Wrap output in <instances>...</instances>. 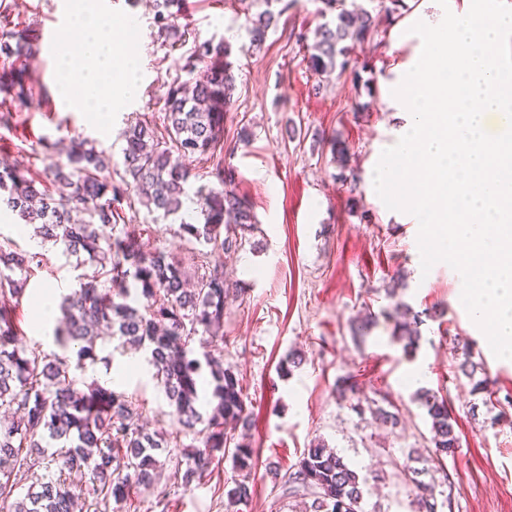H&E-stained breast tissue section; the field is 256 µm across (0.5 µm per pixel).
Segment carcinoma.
<instances>
[{
	"label": "carcinoma",
	"instance_id": "carcinoma-1",
	"mask_svg": "<svg viewBox=\"0 0 512 512\" xmlns=\"http://www.w3.org/2000/svg\"><path fill=\"white\" fill-rule=\"evenodd\" d=\"M263 7L246 35L261 46L269 30L297 0H250ZM324 19L307 45L309 69L317 77L316 90L336 73L367 68L358 61L357 45L367 41L374 17L366 9L348 8L346 0H319ZM154 22L163 42L183 46L195 37L187 0H155ZM40 36L34 29L17 30L10 13L0 6V53L11 59L0 69V107L24 103L35 79L28 61ZM229 41L209 39L180 57V71L167 88L160 119L138 117L124 131L123 174L112 178V159L86 138L74 137L67 163L51 169L56 190L13 168L0 171V207L36 226L45 242L60 244L71 256L85 254L100 266L98 277L82 282L60 304L62 318L55 342L62 353L27 354L19 346L20 326L12 301L29 284L36 255L0 244V505L8 512H74L78 501L91 496L104 503L125 502L133 489L151 485L161 467L159 457L169 442L135 425L139 405L124 392L96 382L79 385L71 376V355L77 366L98 359V341L117 337L146 354L153 376L162 387L178 424L177 434L199 442L186 454L184 484L202 479L213 461L234 445L232 462L241 478L227 491L228 504L252 498L254 448L247 436L253 426L250 401L232 367L216 352L224 342V295L238 287L224 278L220 266H210L203 254L194 285H189L182 261L166 249H143L127 225L117 219L140 204L150 213L169 217L184 204L194 206L199 219H181L179 234L225 252L242 246L239 232L256 224L252 206L235 191V171L224 167V113L234 106L236 77ZM212 164L211 185L192 187L188 160ZM112 226L106 238L99 227ZM394 342L411 354L421 339V315L408 304H395ZM207 345L202 357L189 347L194 337ZM211 377V414L199 411L201 375ZM356 386L347 376L336 381L340 400L358 417L370 411L375 422L391 429L399 412L384 407L366 409L350 402ZM431 420L428 461L442 468L444 459L459 447L448 400L432 390L417 393ZM203 425L197 429V425ZM242 429L240 440L234 431ZM67 447L47 454L48 441ZM36 468L56 470L54 480L31 484L19 498L16 490ZM77 474L75 484L65 474ZM417 512H438L433 483L413 481ZM293 496H310V512H363V480L331 448L317 443L308 448L295 471L284 481Z\"/></svg>",
	"mask_w": 512,
	"mask_h": 512
}]
</instances>
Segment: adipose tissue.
Returning <instances> with one entry per match:
<instances>
[{
	"label": "adipose tissue",
	"mask_w": 512,
	"mask_h": 512,
	"mask_svg": "<svg viewBox=\"0 0 512 512\" xmlns=\"http://www.w3.org/2000/svg\"><path fill=\"white\" fill-rule=\"evenodd\" d=\"M75 31L82 35L81 52L61 56L58 93L68 109L103 123L138 96L137 60L115 32L112 14L100 0H72L60 41L69 42Z\"/></svg>",
	"instance_id": "adipose-tissue-1"
}]
</instances>
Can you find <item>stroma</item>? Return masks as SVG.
I'll return each mask as SVG.
<instances>
[{"instance_id": "obj_1", "label": "stroma", "mask_w": 512, "mask_h": 512, "mask_svg": "<svg viewBox=\"0 0 512 512\" xmlns=\"http://www.w3.org/2000/svg\"><path fill=\"white\" fill-rule=\"evenodd\" d=\"M10 2L18 28L38 29L41 38L31 61L33 95L14 104L10 123L0 125V162H20L39 177L66 160L62 152L45 151L43 140L82 136L111 156L114 173H122L121 133L128 120L159 114L165 85L179 73L182 51L158 38L152 0H112L113 21L129 15L141 21L131 47L141 56L142 81L138 97L113 113L107 129L90 123L85 113L61 109L55 98L50 34L64 23L66 0ZM462 7L463 0H448L444 8L436 0H403L396 12H377L370 40L357 49L366 70L331 78L320 88L307 67L306 45L297 38L320 23L316 0H299L258 49L249 45L241 0H188L198 41L215 37L232 45L237 91L233 110L224 115V148L232 153L236 191L258 221L242 248L209 258L226 278L243 284L224 303L223 346V361L240 379L256 421L250 437L254 493L239 512H302L299 499L286 494L284 477L319 441L365 479V512H414L405 453L426 451L431 438L430 420L408 381L420 368L424 387L447 398L459 437L455 456L445 459L444 475L436 480L438 490L450 493L452 512H512V360L493 355L460 301L451 267L438 263L422 274L416 218L387 209L373 186L380 154L396 142L400 127L391 91L421 50L420 37L409 28L419 20L438 24L444 10ZM358 103L366 111H355ZM244 126L252 132L246 145L239 140ZM336 136L348 147L353 177L341 178L331 161L329 141ZM130 220L145 249L182 257L200 249L180 237L179 217L157 220L141 206ZM19 222L15 213L0 211V243L43 258L16 309L21 345L30 353H50L53 344L37 336L32 323V295L51 285L80 284L96 266L66 258L61 246L19 235ZM398 270L406 274L407 287L393 300L386 290ZM398 299L423 315L420 347L410 356L391 340L387 314ZM368 312L374 326L364 339H354L352 320ZM466 346L481 364L471 378L458 368ZM293 351L303 361L282 376L279 367ZM97 354L98 363L75 371V378L101 384L113 379L116 390L138 399L149 431L173 438L177 425L152 368L143 361L130 368L136 352L116 340ZM347 375L360 400L385 398L397 406V429L340 405L335 386ZM476 379L486 382V392L473 393ZM185 467L183 449H172L150 488L120 505L98 504L95 512H227L226 493L238 477L231 457L188 486L179 476Z\"/></svg>"}]
</instances>
